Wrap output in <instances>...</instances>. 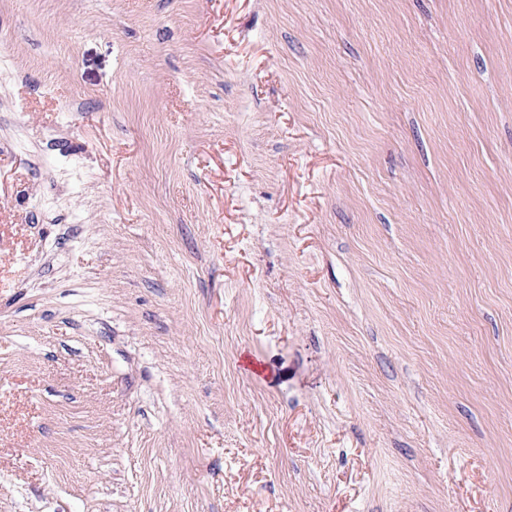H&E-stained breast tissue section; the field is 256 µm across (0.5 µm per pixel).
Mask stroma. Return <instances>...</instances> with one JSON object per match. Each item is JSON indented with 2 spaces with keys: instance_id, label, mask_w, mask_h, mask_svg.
Returning a JSON list of instances; mask_svg holds the SVG:
<instances>
[{
  "instance_id": "1",
  "label": "stroma",
  "mask_w": 512,
  "mask_h": 512,
  "mask_svg": "<svg viewBox=\"0 0 512 512\" xmlns=\"http://www.w3.org/2000/svg\"><path fill=\"white\" fill-rule=\"evenodd\" d=\"M0 512H512V0H0Z\"/></svg>"
}]
</instances>
